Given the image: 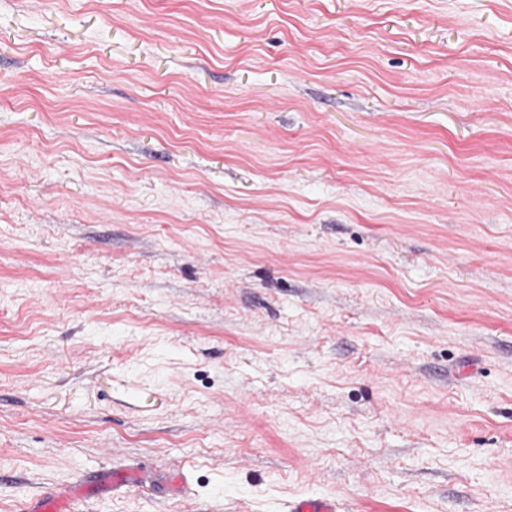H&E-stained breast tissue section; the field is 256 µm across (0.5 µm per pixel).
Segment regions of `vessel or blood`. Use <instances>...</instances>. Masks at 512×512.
Returning <instances> with one entry per match:
<instances>
[{"instance_id": "b4317fda", "label": "vessel or blood", "mask_w": 512, "mask_h": 512, "mask_svg": "<svg viewBox=\"0 0 512 512\" xmlns=\"http://www.w3.org/2000/svg\"><path fill=\"white\" fill-rule=\"evenodd\" d=\"M141 482L142 476L135 470H127L117 476L101 472L93 478L90 486L112 491L123 488L131 490L139 488ZM87 487L78 483L32 498L25 503L23 512H83L84 493ZM288 512H341V507L336 498L311 496L292 501L288 506Z\"/></svg>"}]
</instances>
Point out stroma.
Returning <instances> with one entry per match:
<instances>
[{"label": "stroma", "mask_w": 512, "mask_h": 512, "mask_svg": "<svg viewBox=\"0 0 512 512\" xmlns=\"http://www.w3.org/2000/svg\"><path fill=\"white\" fill-rule=\"evenodd\" d=\"M110 465L512 512V0H0V512Z\"/></svg>", "instance_id": "35a3bbf8"}]
</instances>
